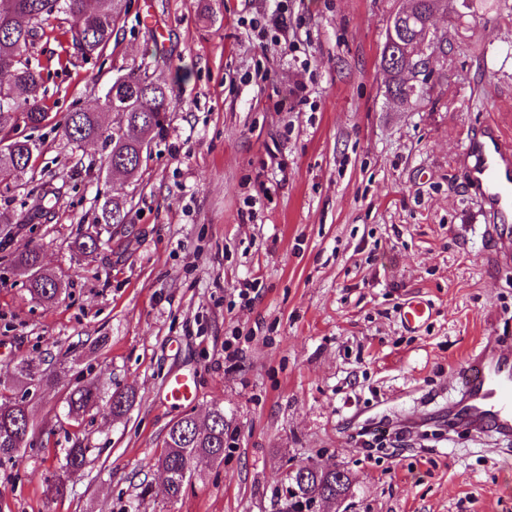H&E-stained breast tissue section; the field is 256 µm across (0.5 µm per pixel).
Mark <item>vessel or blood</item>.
I'll return each mask as SVG.
<instances>
[{
	"instance_id": "obj_1",
	"label": "vessel or blood",
	"mask_w": 512,
	"mask_h": 512,
	"mask_svg": "<svg viewBox=\"0 0 512 512\" xmlns=\"http://www.w3.org/2000/svg\"><path fill=\"white\" fill-rule=\"evenodd\" d=\"M471 181L481 199V214L487 231L512 223V134L496 121L488 123L480 136L467 139L461 152ZM429 303L408 300L400 309V321L415 329L430 316ZM460 396L448 408L456 418L478 434L492 433L512 439V354L501 350L492 336L482 337L459 369ZM197 397L194 381L172 378L165 398L173 402Z\"/></svg>"
}]
</instances>
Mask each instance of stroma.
Returning a JSON list of instances; mask_svg holds the SVG:
<instances>
[{
    "label": "stroma",
    "mask_w": 512,
    "mask_h": 512,
    "mask_svg": "<svg viewBox=\"0 0 512 512\" xmlns=\"http://www.w3.org/2000/svg\"><path fill=\"white\" fill-rule=\"evenodd\" d=\"M459 2L431 19L447 52L409 105L380 66L408 0H135L101 57L61 66V32L36 41L49 119L0 192V392H24L23 358L52 381L29 403L37 448L0 466V512H286L289 471L311 463L352 480L313 512H512V441L448 428L479 336L512 352V273L492 265L458 162L467 133L512 114V0ZM143 63L173 88L166 130L138 173L110 176L103 141L74 147L59 123ZM46 182L60 192L29 220ZM113 197L130 213L110 232L94 218ZM28 243L63 285L52 305L14 266ZM414 296L433 308L416 332L399 320ZM176 374L196 401H164ZM93 380L135 403L67 419V393ZM216 402L224 459H198L169 498L167 430ZM74 446L93 467L47 497Z\"/></svg>",
    "instance_id": "obj_1"
}]
</instances>
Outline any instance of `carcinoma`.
Returning a JSON list of instances; mask_svg holds the SVG:
<instances>
[{"label": "carcinoma", "mask_w": 512, "mask_h": 512, "mask_svg": "<svg viewBox=\"0 0 512 512\" xmlns=\"http://www.w3.org/2000/svg\"><path fill=\"white\" fill-rule=\"evenodd\" d=\"M438 0H416L411 12L394 15L390 29L396 38L390 54L381 55V67L390 74L388 92L396 99L410 100L407 83L416 76L420 66L417 58L403 51L409 41L424 37ZM125 17L121 0H7L0 9V68L11 72L10 82L0 85V131L8 134L0 137L5 141L0 150V187L10 188L15 177V161L27 165L31 162L37 145L29 137L13 139L19 117L34 125L45 119L46 109L42 103L43 76L40 63H35L29 49L46 29L53 24L65 25L64 34L68 45L83 58L100 56L112 40L115 28ZM173 101V90L165 83L153 82L141 69H130L127 81L114 83L104 93V112L121 111L118 129L107 132L98 112L78 110L69 113L62 130L66 139L77 145L81 141L103 139L110 151L106 157L107 172L112 166L123 168V173L137 172L148 154L141 153L143 144L149 143L163 133L167 112ZM57 188L52 183L42 186L29 219L46 215V209L55 196ZM129 211L126 200H106L97 216V223L125 224ZM14 265L26 274L25 286L30 296L49 305L56 302L60 283L41 264L40 252L34 246H26L15 257ZM18 377L31 382H49L50 374L41 365L30 360H21L16 365ZM135 401V393L116 389L104 391L98 382H89L71 390L66 396L67 414L80 417L95 409L106 416L119 417ZM224 406H212L206 423L201 424L187 417L179 426H170L164 440V452L158 459L160 469L167 475V493L171 498L179 497L192 478V466L199 458L214 461L224 459ZM35 433L32 428L28 402H19L0 394V466L14 462L27 449L33 448ZM90 449L80 446L67 448L62 464L63 474L48 486L56 496L65 493L66 479L84 471L91 459ZM289 494L294 501L288 504V512H306L318 499L328 500L343 496L350 489L349 475L334 466L306 477L293 474L288 477Z\"/></svg>", "instance_id": "carcinoma-1"}]
</instances>
